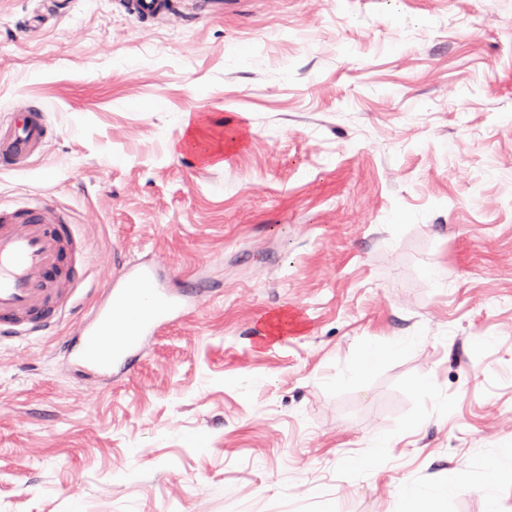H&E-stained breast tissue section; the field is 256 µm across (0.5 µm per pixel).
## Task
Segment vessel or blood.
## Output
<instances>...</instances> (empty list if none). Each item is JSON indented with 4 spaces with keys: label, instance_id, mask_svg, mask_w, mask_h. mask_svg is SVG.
Returning a JSON list of instances; mask_svg holds the SVG:
<instances>
[{
    "label": "vessel or blood",
    "instance_id": "b4317fda",
    "mask_svg": "<svg viewBox=\"0 0 512 512\" xmlns=\"http://www.w3.org/2000/svg\"><path fill=\"white\" fill-rule=\"evenodd\" d=\"M46 135L39 115H15L0 136V163L21 162ZM163 260L122 266L103 300L75 336L62 337L58 351L79 371L104 375L129 367L158 328L180 319L188 290L172 287ZM90 254L76 225L64 223L49 206L0 205V339L50 331L85 288ZM152 313L130 319L139 296Z\"/></svg>",
    "mask_w": 512,
    "mask_h": 512
}]
</instances>
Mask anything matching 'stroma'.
I'll use <instances>...</instances> for the list:
<instances>
[{
	"label": "stroma",
	"mask_w": 512,
	"mask_h": 512,
	"mask_svg": "<svg viewBox=\"0 0 512 512\" xmlns=\"http://www.w3.org/2000/svg\"><path fill=\"white\" fill-rule=\"evenodd\" d=\"M38 106L0 202L102 262L0 343V512H402L452 471L440 512H512V0H0V129ZM157 257L198 300L74 375L59 337Z\"/></svg>",
	"instance_id": "1"
}]
</instances>
